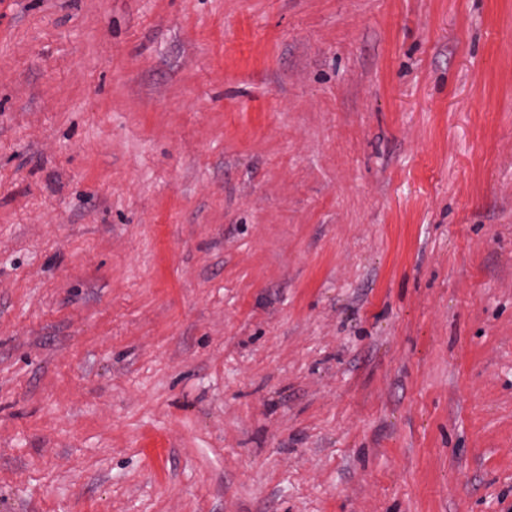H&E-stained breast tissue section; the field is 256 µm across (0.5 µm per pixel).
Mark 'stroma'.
Masks as SVG:
<instances>
[{
  "label": "stroma",
  "mask_w": 512,
  "mask_h": 512,
  "mask_svg": "<svg viewBox=\"0 0 512 512\" xmlns=\"http://www.w3.org/2000/svg\"><path fill=\"white\" fill-rule=\"evenodd\" d=\"M0 512H512V0H0Z\"/></svg>",
  "instance_id": "stroma-1"
}]
</instances>
